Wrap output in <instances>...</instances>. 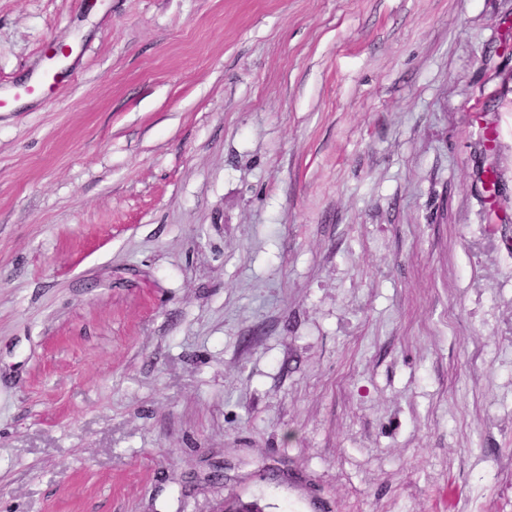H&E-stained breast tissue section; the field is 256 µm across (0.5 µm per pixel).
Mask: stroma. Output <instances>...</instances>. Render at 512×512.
Returning a JSON list of instances; mask_svg holds the SVG:
<instances>
[{
    "label": "stroma",
    "instance_id": "stroma-1",
    "mask_svg": "<svg viewBox=\"0 0 512 512\" xmlns=\"http://www.w3.org/2000/svg\"><path fill=\"white\" fill-rule=\"evenodd\" d=\"M53 45L0 512H512V0H0V93Z\"/></svg>",
    "mask_w": 512,
    "mask_h": 512
}]
</instances>
